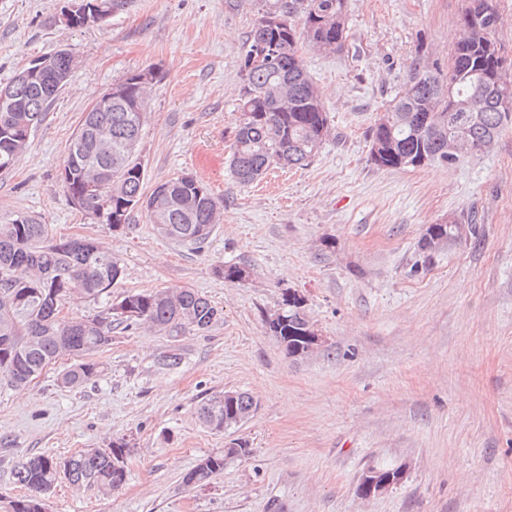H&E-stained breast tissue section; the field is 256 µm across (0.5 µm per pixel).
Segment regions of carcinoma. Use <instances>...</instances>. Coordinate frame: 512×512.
Listing matches in <instances>:
<instances>
[{"mask_svg": "<svg viewBox=\"0 0 512 512\" xmlns=\"http://www.w3.org/2000/svg\"><path fill=\"white\" fill-rule=\"evenodd\" d=\"M302 17L295 19V13ZM462 37L448 68L415 63L404 89L386 110L388 122L375 121L369 133V161L386 169L428 164H455L468 155H482L481 145L512 127L503 111L502 85L507 83L501 46L494 37L498 12L494 0H466L460 18ZM347 39L345 0H290L288 7L270 10L257 21L244 65L239 119L230 146V170L241 185H249L271 167H301L316 156L328 135V117L317 86L299 56V45L337 52ZM261 42L276 47L272 64H255ZM73 69L70 60L50 55L42 75L30 82L13 78L11 111L0 108V171L24 151ZM162 73L148 67L112 86V104L87 112L74 133L63 164L61 181L72 204L95 224L118 231L129 225L136 210L162 236L180 245L201 247L221 221L207 186L192 173L182 174L144 190L146 172L137 146L146 119V102ZM464 140L453 151L454 137ZM453 218L429 224L417 244V264L428 267L445 246L462 238ZM217 273L229 283L250 279L245 264L222 265ZM124 268L93 239L57 240L50 225L26 212L0 215V374L22 385L62 356L75 363L60 374V384L81 387L103 371L94 354L112 343L119 327L148 325L176 339L203 331L221 318V311L191 288L129 292L110 300L112 285ZM107 299L102 309L85 319L60 317L70 299ZM280 315L264 318L267 331L290 358L307 355L313 322L305 300L283 294ZM257 404L249 393H224L204 398L197 416L207 428L226 432L230 415L247 421ZM129 443L82 450L62 462L49 456L20 459L13 468L16 483L28 494L10 502V512H40L45 496L63 472L73 485H93L112 492L126 482ZM249 454V443L234 438L224 450L201 458L183 477L187 486L204 487L224 472L229 457Z\"/></svg>", "mask_w": 512, "mask_h": 512, "instance_id": "1", "label": "carcinoma"}]
</instances>
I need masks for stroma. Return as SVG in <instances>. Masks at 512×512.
Returning <instances> with one entry per match:
<instances>
[{
  "label": "stroma",
  "mask_w": 512,
  "mask_h": 512,
  "mask_svg": "<svg viewBox=\"0 0 512 512\" xmlns=\"http://www.w3.org/2000/svg\"><path fill=\"white\" fill-rule=\"evenodd\" d=\"M285 0H129L109 22L68 28L65 0H0V85L30 59L68 48L78 64L32 132L31 162L0 172V214L40 215L55 238H93L125 274L112 298L189 287L221 312L178 338L133 327L97 355L101 376L70 389L66 361L29 384L0 383V507L24 495L13 466L64 461L129 443L127 480L111 494L59 479L45 512H512V129L455 165L381 169L369 130L413 62L447 66L448 26L464 0H346L337 53L302 49L331 133L312 162L240 185L229 170L242 64L256 21ZM152 66L138 152L147 186L182 173L210 189L222 221L202 248L158 235L144 213L114 231L70 201L59 174L96 97ZM465 217L477 235L411 274L427 225ZM333 248H325V241ZM252 269L225 282L219 265ZM304 295L325 337L290 358L262 322L284 292ZM178 348L182 361L157 358ZM249 393L254 415L217 433L198 420L205 397ZM249 441L205 487L184 474L230 439ZM407 466L369 499L371 467Z\"/></svg>",
  "instance_id": "1"
}]
</instances>
